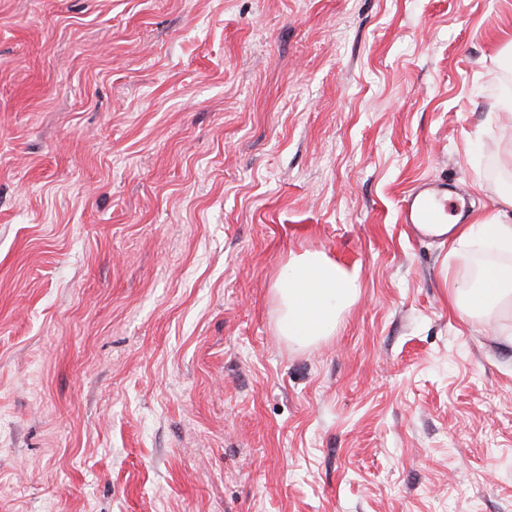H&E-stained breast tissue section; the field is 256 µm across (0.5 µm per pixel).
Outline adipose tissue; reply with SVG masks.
Returning a JSON list of instances; mask_svg holds the SVG:
<instances>
[{"instance_id": "ef3b65f1", "label": "adipose tissue", "mask_w": 512, "mask_h": 512, "mask_svg": "<svg viewBox=\"0 0 512 512\" xmlns=\"http://www.w3.org/2000/svg\"><path fill=\"white\" fill-rule=\"evenodd\" d=\"M430 236L447 235L452 254L467 257L474 241L488 253L474 275L448 282L452 306L474 318L497 309H512V195L501 207L470 224L439 225ZM359 270L346 269L325 254L314 251L291 257L276 283L279 305L277 329L290 343L308 347L332 336L344 310L358 299Z\"/></svg>"}]
</instances>
